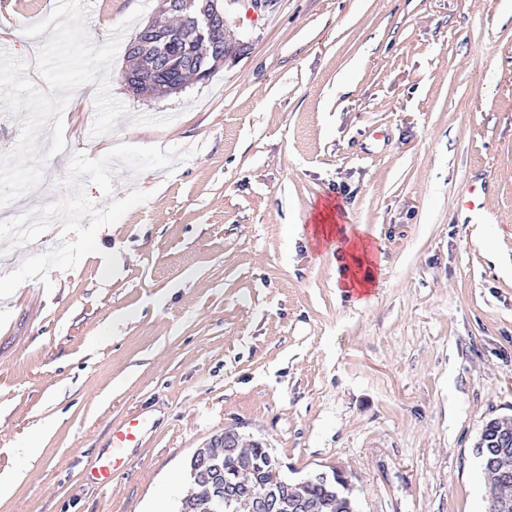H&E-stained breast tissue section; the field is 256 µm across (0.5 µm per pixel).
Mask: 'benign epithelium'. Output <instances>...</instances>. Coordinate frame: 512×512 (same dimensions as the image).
Returning <instances> with one entry per match:
<instances>
[{
    "label": "benign epithelium",
    "instance_id": "benign-epithelium-1",
    "mask_svg": "<svg viewBox=\"0 0 512 512\" xmlns=\"http://www.w3.org/2000/svg\"><path fill=\"white\" fill-rule=\"evenodd\" d=\"M223 13L217 9L216 0H162L160 9L144 25L142 38L129 46L132 53L150 52L164 55L165 50L179 37H185L206 47L224 39V46L214 51L224 64H233L249 50L248 43L232 36H223ZM195 69V78L208 79L210 69L204 59L192 56L187 59L166 56L168 77L159 83L153 71L126 74L125 85L129 92L142 98H159L180 92L184 87V69ZM216 440L224 448V457L233 461L235 470L224 473V499L232 504L245 502L250 512H310V505L296 497L291 487L278 480V467L270 471L262 490L250 479L241 478L240 466L243 448L239 431L227 428ZM477 446L486 454L487 473L498 484L496 505L501 512H512V419H492L485 423Z\"/></svg>",
    "mask_w": 512,
    "mask_h": 512
}]
</instances>
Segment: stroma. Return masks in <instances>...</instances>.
Listing matches in <instances>:
<instances>
[{
  "label": "stroma",
  "mask_w": 512,
  "mask_h": 512,
  "mask_svg": "<svg viewBox=\"0 0 512 512\" xmlns=\"http://www.w3.org/2000/svg\"><path fill=\"white\" fill-rule=\"evenodd\" d=\"M139 0H89L103 45ZM54 0H0V45ZM248 54L160 100L134 97L95 136L94 101L64 110L67 154L176 147L175 170L119 168L115 198L147 200L97 235L98 252L0 300V512H178L192 455L224 429L267 443L289 478L345 472L357 512H486L475 451L512 417V0H229ZM488 179L491 221L457 208ZM339 203L373 247L368 294L308 233ZM62 239L0 241V276ZM119 272L103 279L104 254ZM145 414L110 488L90 477L114 426ZM37 442L38 455L23 452Z\"/></svg>",
  "instance_id": "35a3bbf8"
}]
</instances>
